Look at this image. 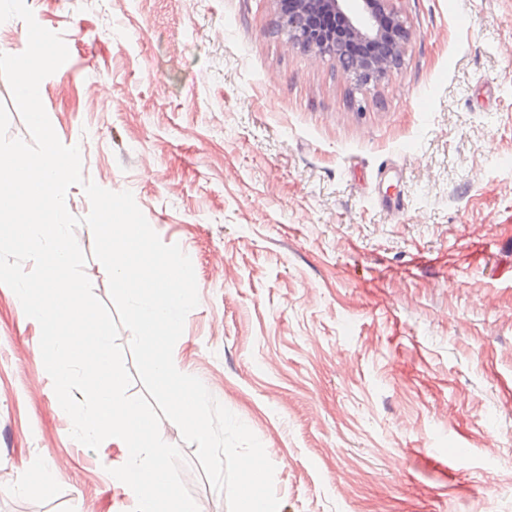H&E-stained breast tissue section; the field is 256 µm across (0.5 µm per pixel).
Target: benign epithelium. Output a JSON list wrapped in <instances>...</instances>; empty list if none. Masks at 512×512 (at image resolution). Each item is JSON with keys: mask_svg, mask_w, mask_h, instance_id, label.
<instances>
[{"mask_svg": "<svg viewBox=\"0 0 512 512\" xmlns=\"http://www.w3.org/2000/svg\"><path fill=\"white\" fill-rule=\"evenodd\" d=\"M388 0H288V10L278 27L290 43L330 55L350 59L347 70L363 81L383 75L402 52L411 34L398 15L387 10ZM344 21L335 32L321 23L324 14Z\"/></svg>", "mask_w": 512, "mask_h": 512, "instance_id": "benign-epithelium-1", "label": "benign epithelium"}]
</instances>
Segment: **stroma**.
Returning a JSON list of instances; mask_svg holds the SVG:
<instances>
[{
    "label": "stroma",
    "instance_id": "1",
    "mask_svg": "<svg viewBox=\"0 0 512 512\" xmlns=\"http://www.w3.org/2000/svg\"><path fill=\"white\" fill-rule=\"evenodd\" d=\"M26 3L69 50L40 97L84 180L192 261L173 357L261 441L279 512H512V0H390L412 37L366 84L280 0ZM39 341L0 285V512H127Z\"/></svg>",
    "mask_w": 512,
    "mask_h": 512
}]
</instances>
